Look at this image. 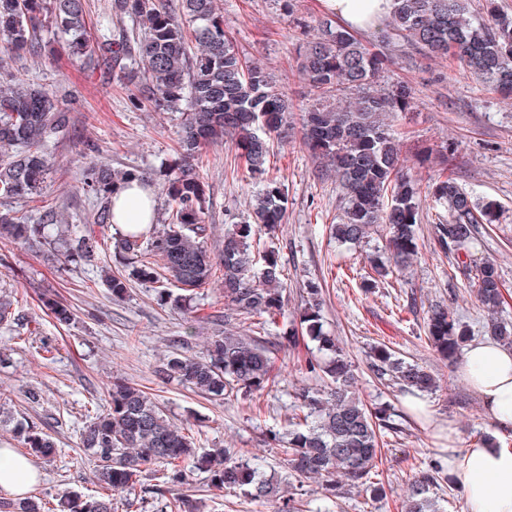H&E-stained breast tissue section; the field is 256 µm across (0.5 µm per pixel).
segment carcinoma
Here are the masks:
<instances>
[{"label":"carcinoma","mask_w":512,"mask_h":512,"mask_svg":"<svg viewBox=\"0 0 512 512\" xmlns=\"http://www.w3.org/2000/svg\"><path fill=\"white\" fill-rule=\"evenodd\" d=\"M112 11L121 19L142 21L143 31L134 44L106 37L90 41L86 0H0V37L17 53L39 44L40 33L51 27L69 36L71 55L82 65L141 75L139 94L129 99L131 107L150 104L171 112L187 108L178 157L165 174L171 201L168 223L107 242L88 225L52 236L50 214L42 224H29L16 211H0V237L47 245L74 263L92 261L106 245L122 261L145 251L162 266L142 263L133 268L132 276L157 285L158 299L176 306L192 299L221 268L224 304L230 310L224 322L250 318L261 334L242 336L226 329L209 338L205 354L173 353L164 358L158 373L207 399H248L273 382L275 343L270 341V328L284 316L285 274L278 252L270 247L256 252L251 242L272 239L287 211L284 185L268 177L267 163L272 144L286 137L291 104L275 75L240 52L224 29L215 0H181L179 13L167 0H113ZM191 40L198 46L194 53ZM400 40L428 56L456 59L511 99L512 16L494 7L476 15L469 0H395L392 14L376 32L374 47L364 45L345 26L325 20L299 53V74L318 93V103L304 113L303 144L321 171L335 175L343 189V215L333 233L337 240L355 244L383 224L385 253L395 265L405 266L419 252V190L387 116L407 111L413 95L402 82L388 91L371 90L393 63L391 46ZM68 124V113L56 94L11 76L0 90V199L18 201L40 194L50 170L47 143ZM226 139L259 189L248 219L230 222L215 255L204 245L206 191L197 164L203 151ZM145 178L136 169L115 173L102 163L92 167L84 190L104 203L97 223H111L112 196L118 187ZM431 194L448 208V223L436 226L440 249L453 257L457 268L473 274L478 301L487 313V332L512 347V321L502 316L506 301L498 271L488 261L472 259L468 250L477 225L495 221L498 204L476 203L445 173L433 182ZM170 279L181 293L165 286ZM304 293V328L288 324V342L305 336L317 350L328 352V360L311 358L305 369L329 383L323 390L299 389L286 431L271 429L266 441L279 446L284 462L298 477L321 482L328 496L335 498L348 486L361 487L376 498L382 488L371 481V473L382 432L392 429L390 414L385 409L373 413L356 397L349 362L336 337L323 329L321 285L311 281ZM44 306L59 324L73 318L71 308L59 300L48 298ZM426 337L434 350L455 364L469 332L448 309L437 306L427 312ZM370 360L379 376L389 377L408 394L435 388L429 373L386 346L372 348ZM14 431L31 455H54L55 441L37 426L18 421ZM81 445L95 461L98 495L65 491L51 508L31 497L18 503L0 501V512H115L113 496L134 489L143 473L152 472L157 480L152 493L161 495L185 480L187 463L208 474L216 489H238L254 500L277 493V486L260 476L247 451H199L192 429L172 423L155 398L120 377L112 380L107 406L97 408L87 420ZM440 473L437 466L417 477L410 488L408 512H441L431 495Z\"/></svg>","instance_id":"obj_1"}]
</instances>
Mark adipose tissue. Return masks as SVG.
I'll use <instances>...</instances> for the list:
<instances>
[{"instance_id":"obj_1","label":"adipose tissue","mask_w":512,"mask_h":512,"mask_svg":"<svg viewBox=\"0 0 512 512\" xmlns=\"http://www.w3.org/2000/svg\"><path fill=\"white\" fill-rule=\"evenodd\" d=\"M323 10L352 31L375 27L394 10V0H319ZM156 214L151 186L132 182L112 197L116 232L148 231ZM465 371L489 417L512 430V349L492 341L471 344ZM448 469L462 489L467 512H512V448L481 439L471 447L451 451ZM39 477L27 457L0 448V493L21 497Z\"/></svg>"}]
</instances>
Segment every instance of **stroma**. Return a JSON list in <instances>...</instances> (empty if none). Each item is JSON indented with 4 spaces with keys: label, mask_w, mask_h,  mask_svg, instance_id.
I'll list each match as a JSON object with an SVG mask.
<instances>
[{
    "label": "stroma",
    "mask_w": 512,
    "mask_h": 512,
    "mask_svg": "<svg viewBox=\"0 0 512 512\" xmlns=\"http://www.w3.org/2000/svg\"><path fill=\"white\" fill-rule=\"evenodd\" d=\"M224 27L240 51L258 66L272 71L288 95L294 114L315 104L314 91L297 71L300 47L326 19L318 0H215ZM91 40L100 35L134 36L139 21L112 16V0H87ZM8 57L11 74L53 91L65 103L70 127L49 146L52 167L40 197L0 200V210L26 213L31 222L56 214L57 222L94 226L98 236H111V226L96 223L99 200L86 194L84 174L104 162L115 170L145 169L152 183L158 220L168 212L163 170L175 158L179 112L145 106L131 108L133 84L112 75L80 67L71 59L63 36L54 52L37 48L9 57L0 39V57ZM405 83L413 92L410 112L395 118L403 134L401 151L412 176L427 186L440 169L475 197L499 206L496 223L484 224L471 246L475 260H492L501 275L507 300L504 315L512 319V100L470 74L451 58L427 59L411 45L400 47L396 63L381 73L380 88ZM453 154L441 158L443 146ZM273 176L288 189V209L276 247L285 268L287 330L298 319L300 293L308 282L324 289V328L343 348L355 376L354 387L368 406H391L395 430L384 432L376 465L383 493L370 497L360 489L337 498L332 512H405L409 488L419 471L447 465L448 448L470 447L482 436H495L512 447V432L493 424L462 368H449L425 339L430 306H447L471 330L485 339L484 313L472 282L454 269L438 248L436 224L447 212L431 196H420V253L405 269L376 278L368 256L382 249L383 232L358 244L341 243L329 227L341 216V189L332 176L319 172L301 143L299 128L289 129L275 145L269 162ZM197 171L210 199L205 222L211 251H219L228 216L246 218L255 187L246 181L230 145L204 153ZM112 252L100 250L91 263L48 260L46 251L0 239V287L13 291L18 325H0V448L25 454L26 447L11 426L27 420L51 435L54 457L36 459L40 477L29 496L51 500L66 490L97 491L95 465L80 447L87 409L105 404L113 377L146 387L163 404L176 424L191 428L202 448H242L265 461L266 475L281 484L283 495L295 496L300 512H316L324 493L312 479L292 477L281 467L276 450L263 440L267 429L285 425L293 411L295 393L319 388L323 379L305 372L304 361L316 355L314 343L280 340L273 355L274 385L251 399L209 400L185 389L176 380L161 379L157 370L172 353H200L224 316V289L213 276L197 289L189 308L160 305L153 283L127 279L123 299H113L106 274L120 271ZM376 279V288L363 291L361 282ZM51 296L70 304L75 319L61 325L43 306ZM387 345L399 357L419 364L437 381L435 391L422 393L424 413L413 411L398 386L379 381L369 352ZM39 393L28 397L29 390ZM193 495L198 512H278V500L254 501L230 490L209 487L204 473L190 469L185 483L164 495L136 488L115 494L117 512H171L169 503L181 494Z\"/></svg>",
    "instance_id": "stroma-1"
}]
</instances>
